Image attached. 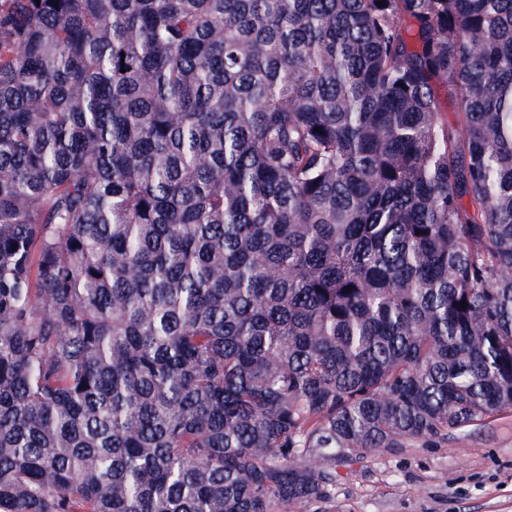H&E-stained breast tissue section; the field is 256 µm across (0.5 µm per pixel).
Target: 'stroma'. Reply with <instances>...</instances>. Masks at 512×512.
I'll list each match as a JSON object with an SVG mask.
<instances>
[{
  "mask_svg": "<svg viewBox=\"0 0 512 512\" xmlns=\"http://www.w3.org/2000/svg\"><path fill=\"white\" fill-rule=\"evenodd\" d=\"M321 503L279 512H512V411L427 444L356 448Z\"/></svg>",
  "mask_w": 512,
  "mask_h": 512,
  "instance_id": "stroma-1",
  "label": "stroma"
}]
</instances>
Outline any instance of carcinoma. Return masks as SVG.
Listing matches in <instances>:
<instances>
[{"label": "carcinoma", "mask_w": 512, "mask_h": 512, "mask_svg": "<svg viewBox=\"0 0 512 512\" xmlns=\"http://www.w3.org/2000/svg\"><path fill=\"white\" fill-rule=\"evenodd\" d=\"M511 409L512 0H0V512H277Z\"/></svg>", "instance_id": "1"}]
</instances>
